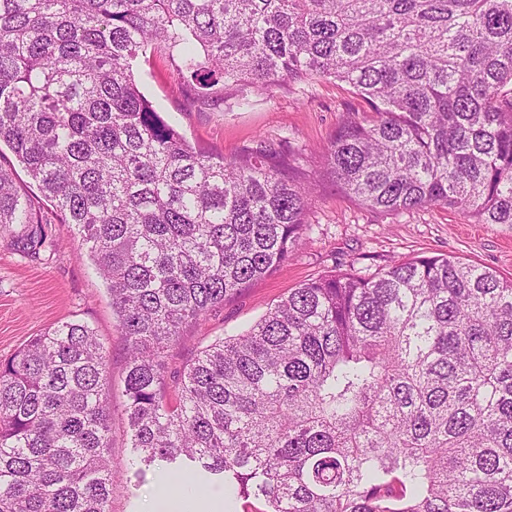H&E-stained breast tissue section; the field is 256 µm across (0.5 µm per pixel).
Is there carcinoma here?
Returning <instances> with one entry per match:
<instances>
[{"instance_id": "obj_1", "label": "carcinoma", "mask_w": 512, "mask_h": 512, "mask_svg": "<svg viewBox=\"0 0 512 512\" xmlns=\"http://www.w3.org/2000/svg\"><path fill=\"white\" fill-rule=\"evenodd\" d=\"M155 48L199 96L343 82L371 111L321 155L347 196L512 225V0H0V143L106 284L160 484L220 475L254 512H512V279L483 266L331 271L191 353L169 397L183 327L293 255L313 187L267 139L192 146L135 80ZM0 241L56 245L2 166ZM108 392L84 322L0 360V512H112Z\"/></svg>"}]
</instances>
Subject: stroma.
<instances>
[{"label": "stroma", "instance_id": "35a3bbf8", "mask_svg": "<svg viewBox=\"0 0 512 512\" xmlns=\"http://www.w3.org/2000/svg\"><path fill=\"white\" fill-rule=\"evenodd\" d=\"M135 75L154 108L191 144L229 159L258 137L284 140L301 152L304 168L317 182L301 247L277 269L211 310L202 326L187 328L180 348L165 359L166 380L177 376L193 349L213 337L240 333L291 289L333 270L371 275L393 261L450 254L512 278V225L477 224L440 206L410 213L373 210L344 195L324 173L319 154L338 124L346 113L368 110L348 85L284 81L249 92L245 105L220 93L191 101L160 50L140 60ZM72 320L94 328L108 355L109 459L119 472L112 487V512H147V500L159 483L154 469L139 462L129 444L123 414L125 341L79 235L68 225H57L55 250L40 262L0 242V360L46 328Z\"/></svg>", "mask_w": 512, "mask_h": 512}]
</instances>
